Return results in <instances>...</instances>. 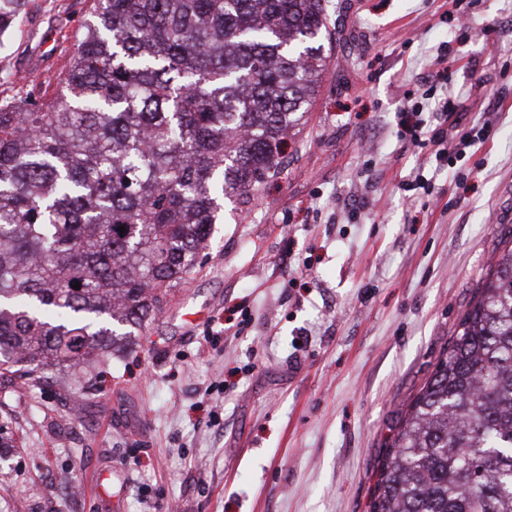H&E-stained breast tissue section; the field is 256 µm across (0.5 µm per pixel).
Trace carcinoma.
Listing matches in <instances>:
<instances>
[{"instance_id": "1", "label": "carcinoma", "mask_w": 512, "mask_h": 512, "mask_svg": "<svg viewBox=\"0 0 512 512\" xmlns=\"http://www.w3.org/2000/svg\"><path fill=\"white\" fill-rule=\"evenodd\" d=\"M94 2L56 84L0 104V377L26 384L108 360L162 309L224 200L280 173L324 71L323 0ZM22 5L0 0V33ZM372 512H512V248L410 405Z\"/></svg>"}]
</instances>
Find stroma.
<instances>
[{"mask_svg": "<svg viewBox=\"0 0 512 512\" xmlns=\"http://www.w3.org/2000/svg\"><path fill=\"white\" fill-rule=\"evenodd\" d=\"M477 2L463 35L451 0H325L326 70L283 172L225 202L196 271L80 390L56 368L0 377L17 441L0 512H371L411 401L512 241V0ZM88 17V0H25L0 34V101L68 67ZM443 50L437 97L459 123L496 119L450 165L397 137ZM420 172L433 196L404 190Z\"/></svg>", "mask_w": 512, "mask_h": 512, "instance_id": "1", "label": "stroma"}]
</instances>
